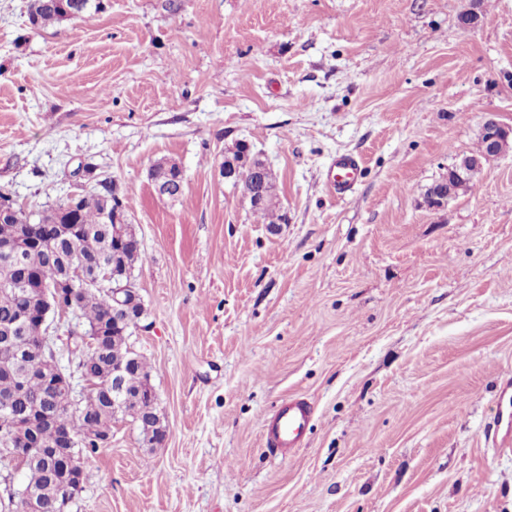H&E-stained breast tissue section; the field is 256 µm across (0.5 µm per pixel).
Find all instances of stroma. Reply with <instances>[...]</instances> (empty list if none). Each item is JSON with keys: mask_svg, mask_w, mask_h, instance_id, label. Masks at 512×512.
<instances>
[{"mask_svg": "<svg viewBox=\"0 0 512 512\" xmlns=\"http://www.w3.org/2000/svg\"><path fill=\"white\" fill-rule=\"evenodd\" d=\"M27 5L0 0V193L38 213L116 181L167 429L113 424L66 512H512V451L484 436L512 372V148L425 201L485 113L512 125V0L469 30V0H91L43 29ZM241 142L278 228L220 175ZM294 397L305 443L271 452ZM359 162L351 155H344L331 164V177L327 186L337 195H345L351 192L357 183ZM177 174L178 166L175 163L163 160L156 162L150 170V178L153 179V181L169 184L168 189L167 186H164L162 183H158L157 185V192L160 195H165L168 191V195H166L168 197H175L181 194L183 183L180 179L178 181L175 180ZM453 169H454V166L448 170V177L442 178L441 180L434 183L428 189L427 199L431 195H438V190L447 188L448 180L454 189L455 197L459 196L460 194H462L468 190H473L476 188V181H477V176L475 177L476 172L470 173L463 178H457L454 176ZM268 196L266 203L258 208H252L253 213L261 221L262 224H268L269 228H277L284 220L283 215L277 203L275 179L271 170L268 168L265 174ZM311 418V408L304 399L294 398L283 402L266 419L263 436L267 448L276 452L300 448Z\"/></svg>", "mask_w": 512, "mask_h": 512, "instance_id": "obj_1", "label": "stroma"}]
</instances>
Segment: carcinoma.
Listing matches in <instances>:
<instances>
[{"label": "carcinoma", "instance_id": "obj_1", "mask_svg": "<svg viewBox=\"0 0 512 512\" xmlns=\"http://www.w3.org/2000/svg\"><path fill=\"white\" fill-rule=\"evenodd\" d=\"M90 2L31 0V24L44 28L79 17L87 12ZM230 159L241 163L239 186L243 195H251L252 174L246 165H259L262 159L244 144L237 145ZM177 174L178 166L163 160L156 162L150 170L151 179L168 185L170 197L182 191L183 183L176 179ZM265 178L267 201L253 209V213L261 223L272 229L282 223L283 215L278 207L272 172L266 171ZM449 184L458 196L476 188L475 174L457 178L450 169L448 177L434 183L427 195H436ZM118 208H124L123 197L115 181L110 178L98 181L74 209L68 199L42 211L35 218L24 209L15 208L11 217L0 220V237L20 234L26 238L27 250L19 261L0 256V288L25 285L27 296L35 298L40 283L64 278L72 263L82 265L89 274L109 264L112 260L110 240L113 215ZM140 256L137 241L129 238L119 261L132 269ZM75 298L76 319L82 333H102L101 342L94 346L74 344L78 348L74 368L85 374L97 386V390L84 396L76 407H66L55 386L60 368L57 354H40L36 351V343L45 334V324L37 315L26 322L16 323L18 304L3 296L0 297V416L8 414L25 419L41 411H56L57 426L40 430L39 442L46 446H57L60 444L59 434L72 435L75 451L84 468L100 450L95 438L112 431V424L117 420L113 415L115 404L128 412H140L142 424L139 429L143 439L151 446L163 444L166 427L157 412L147 411L150 372L141 355H136L133 368L126 374L121 399L117 402L113 400L112 362L129 356L128 334L121 333V328L132 324V320L125 319V314L112 303V295L100 288H78ZM19 469L24 473L22 486L40 492L44 512H59L61 490L74 489L78 484L75 479L66 480L51 458L30 457L19 463ZM3 482L0 512H15L17 488L7 478Z\"/></svg>", "mask_w": 512, "mask_h": 512}]
</instances>
